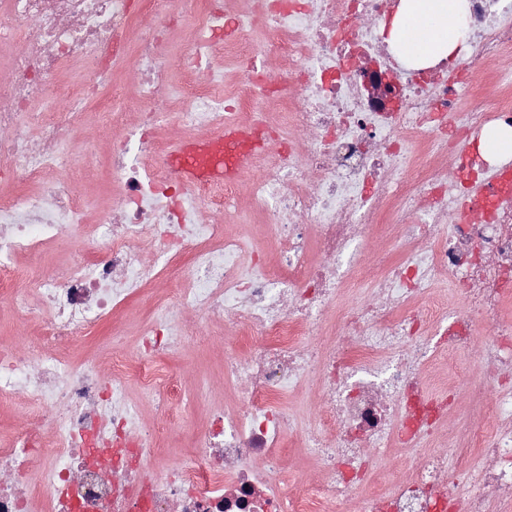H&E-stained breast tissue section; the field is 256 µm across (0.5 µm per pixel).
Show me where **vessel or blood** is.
Segmentation results:
<instances>
[{
	"label": "vessel or blood",
	"instance_id": "1",
	"mask_svg": "<svg viewBox=\"0 0 512 512\" xmlns=\"http://www.w3.org/2000/svg\"><path fill=\"white\" fill-rule=\"evenodd\" d=\"M255 144L250 131L232 128L169 155L167 163L188 183L220 181L227 173L242 171Z\"/></svg>",
	"mask_w": 512,
	"mask_h": 512
}]
</instances>
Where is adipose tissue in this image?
Segmentation results:
<instances>
[{"instance_id": "1", "label": "adipose tissue", "mask_w": 512, "mask_h": 512, "mask_svg": "<svg viewBox=\"0 0 512 512\" xmlns=\"http://www.w3.org/2000/svg\"><path fill=\"white\" fill-rule=\"evenodd\" d=\"M464 0H402L386 41L401 61L423 67L463 43Z\"/></svg>"}]
</instances>
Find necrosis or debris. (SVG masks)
<instances>
[{
	"mask_svg": "<svg viewBox=\"0 0 512 512\" xmlns=\"http://www.w3.org/2000/svg\"><path fill=\"white\" fill-rule=\"evenodd\" d=\"M202 22L182 56L177 99L191 127L247 123L274 148L271 164L222 193L176 171L139 165L167 151L166 34L176 16L165 0H0V295L18 297L12 263L50 246L62 228L88 244L43 274L37 304L18 315L39 321L32 350L0 344V398L19 395L40 423L0 451V512H512V161L484 153L489 131L512 132V0H468V48L430 68L399 64L379 36L397 0H192ZM278 37L287 70L256 64L255 27ZM235 55L242 82L225 92L212 69ZM391 87L367 89L360 61ZM92 61L84 81L57 77ZM133 65L136 101L112 115L108 186L112 205L97 223L67 176L62 146L81 123L80 104L99 79ZM501 90L496 102L484 83ZM284 112L276 119L262 101ZM268 224L274 264L243 263L246 241L223 215L240 192ZM400 223L399 257L372 259L362 246L378 226ZM185 262L186 287L170 292L169 319L149 321L139 355L100 365L65 359L71 343L112 319ZM377 263L367 298L336 309L351 270ZM453 278L462 303L449 307L432 285ZM196 320L232 325L244 354L224 361L237 394L213 413L192 462L153 477L159 425L147 424L127 385L167 405L182 386L155 363L180 352ZM487 334L477 338V324ZM477 350L478 382L459 379L432 394L428 367ZM314 383L318 431L300 429L281 406L288 391ZM491 424L444 432L460 399ZM303 433L319 472L284 492L285 448ZM385 447L403 449L406 475L386 488L371 480ZM483 464L458 482L448 457ZM44 466L31 477L30 463Z\"/></svg>",
	"mask_w": 512,
	"mask_h": 512,
	"instance_id": "4bbe7bcc",
	"label": "necrosis or debris"
}]
</instances>
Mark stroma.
<instances>
[{"mask_svg":"<svg viewBox=\"0 0 512 512\" xmlns=\"http://www.w3.org/2000/svg\"><path fill=\"white\" fill-rule=\"evenodd\" d=\"M112 133L111 112L87 102L83 125L66 145L77 162L70 172L78 187L89 219H97L108 203L105 150ZM228 232L248 241L251 251L260 257H269L271 241L266 225L250 210L248 200H241L237 210L225 222ZM77 233L64 230L58 246L43 250L41 254L19 258L17 276L27 290H34L43 271L64 262L69 251L76 245ZM178 266H168L165 275L145 290L125 309L114 317L111 324L100 327L95 337L81 339L68 349L70 358L76 361L99 360L107 364V348L126 354L138 350V337L145 322L159 320L168 313L165 296L170 289L181 287ZM226 331L221 325H213L208 334L189 337L181 355L162 363V371H183V387L180 397L174 399L168 411L173 426L162 442L163 450L151 464L154 475H162L166 467L176 462L189 461L194 454L193 441L204 432L208 417L214 410L232 405L230 387L224 381V357L236 352L233 344H222Z\"/></svg>","mask_w":512,"mask_h":512,"instance_id":"35a3bbf8","label":"stroma"}]
</instances>
